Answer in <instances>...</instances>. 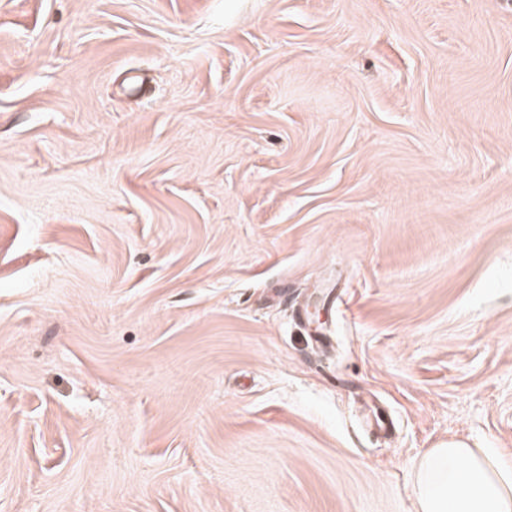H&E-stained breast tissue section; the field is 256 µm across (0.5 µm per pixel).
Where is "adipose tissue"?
<instances>
[{
  "mask_svg": "<svg viewBox=\"0 0 512 512\" xmlns=\"http://www.w3.org/2000/svg\"><path fill=\"white\" fill-rule=\"evenodd\" d=\"M411 491L415 512H512V464L452 441L416 462Z\"/></svg>",
  "mask_w": 512,
  "mask_h": 512,
  "instance_id": "obj_1",
  "label": "adipose tissue"
}]
</instances>
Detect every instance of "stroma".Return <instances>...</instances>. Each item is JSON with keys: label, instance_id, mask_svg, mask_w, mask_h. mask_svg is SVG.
<instances>
[{"label": "stroma", "instance_id": "stroma-1", "mask_svg": "<svg viewBox=\"0 0 512 512\" xmlns=\"http://www.w3.org/2000/svg\"><path fill=\"white\" fill-rule=\"evenodd\" d=\"M512 461V0H0V512H414ZM415 512H512V464L485 448L448 442L414 465Z\"/></svg>", "mask_w": 512, "mask_h": 512}]
</instances>
